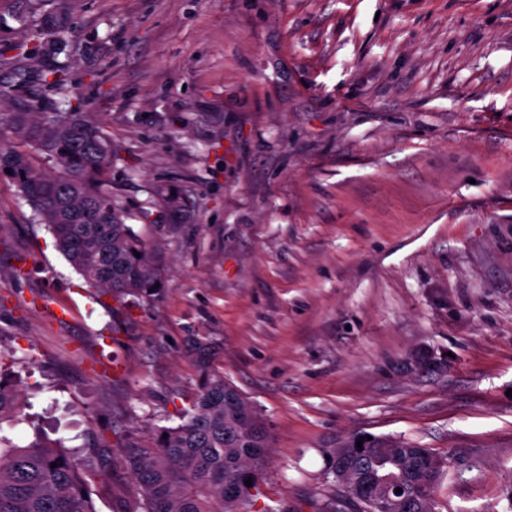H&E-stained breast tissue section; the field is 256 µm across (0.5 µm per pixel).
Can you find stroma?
<instances>
[{"instance_id":"obj_1","label":"stroma","mask_w":512,"mask_h":512,"mask_svg":"<svg viewBox=\"0 0 512 512\" xmlns=\"http://www.w3.org/2000/svg\"><path fill=\"white\" fill-rule=\"evenodd\" d=\"M61 6L46 59L0 0V112L102 126L166 286L88 288L0 176V348L27 416L0 432L80 449L97 512H121L110 458L129 426L179 424L202 337L270 434L256 512H326V452L354 434L447 460L437 512H512V0ZM159 185L191 203L173 233Z\"/></svg>"}]
</instances>
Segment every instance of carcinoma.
<instances>
[{
    "label": "carcinoma",
    "instance_id": "carcinoma-1",
    "mask_svg": "<svg viewBox=\"0 0 512 512\" xmlns=\"http://www.w3.org/2000/svg\"><path fill=\"white\" fill-rule=\"evenodd\" d=\"M23 24L36 19L45 58L65 50L71 16L44 8L45 0H19ZM11 140L0 138V170L9 177L35 218L48 227L55 246L85 281L115 297L152 296L165 286V256L159 242L126 224L112 197V143L80 112L42 115L35 103L0 113ZM51 159L57 171L33 165L34 155ZM153 203L178 229L189 201L175 187L155 189ZM208 344L197 342L199 389L184 422L156 428L148 439H129L112 465L126 471L133 493L123 512H253L270 436L262 418L240 391L211 369ZM0 349V431L25 420L15 388L4 383ZM348 437L327 452L329 471L354 512H436L435 488L445 462L426 448L384 437L359 450ZM252 479L251 486L244 480ZM399 487L402 493L394 494ZM0 512H97L87 475L73 453L56 442L19 447L0 434Z\"/></svg>",
    "mask_w": 512,
    "mask_h": 512
}]
</instances>
